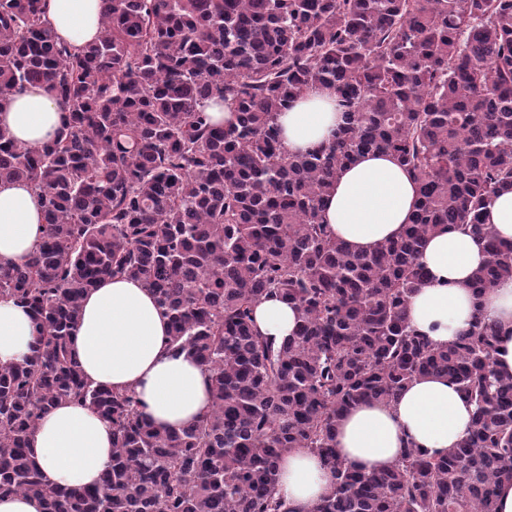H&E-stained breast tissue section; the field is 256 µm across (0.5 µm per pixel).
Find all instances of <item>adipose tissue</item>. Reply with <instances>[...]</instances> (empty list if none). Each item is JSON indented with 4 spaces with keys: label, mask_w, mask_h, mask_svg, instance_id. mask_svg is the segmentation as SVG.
<instances>
[{
    "label": "adipose tissue",
    "mask_w": 512,
    "mask_h": 512,
    "mask_svg": "<svg viewBox=\"0 0 512 512\" xmlns=\"http://www.w3.org/2000/svg\"><path fill=\"white\" fill-rule=\"evenodd\" d=\"M43 20L73 50L96 40L101 0H44ZM66 104L41 84H29L0 103V127L16 142L40 149L52 144ZM341 121L332 88L316 84L278 116L288 152L315 149L332 137ZM417 203V183L392 156L370 153L345 166L325 198L322 218L334 237L356 251L372 250L396 238ZM43 230L41 194L24 181H0V266L25 261ZM487 260L481 242L458 230L429 236L421 256L429 276L412 295V326L439 345L471 326L474 315L495 325V369L512 376V278L501 280L481 298L469 283ZM297 312L271 297L255 309L260 331L282 342L292 336ZM169 324L152 293L129 277H105L84 296L71 351L85 377L96 385L133 391L147 422L179 429L211 407L204 366L168 344ZM34 324L25 307L0 300V363L30 354ZM473 407L448 379L413 381L392 403L351 408L338 425L336 451L353 468L372 472L392 467L408 445L440 456L471 427ZM32 457L46 478L61 487L98 484L112 459V429L92 410L72 402L55 405L31 438ZM332 474L317 454L296 449L280 463L277 493L293 512H312L328 492Z\"/></svg>",
    "instance_id": "ef3b65f1"
}]
</instances>
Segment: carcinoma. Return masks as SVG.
Wrapping results in <instances>:
<instances>
[{"instance_id":"1","label":"carcinoma","mask_w":512,"mask_h":512,"mask_svg":"<svg viewBox=\"0 0 512 512\" xmlns=\"http://www.w3.org/2000/svg\"><path fill=\"white\" fill-rule=\"evenodd\" d=\"M43 84L68 105L58 139L17 144L0 127V181L43 199L35 251L0 267V299L33 315L35 344L0 364V497L44 512H292L281 457L317 453L333 476L312 512H499L512 482V377L495 368L497 330L437 346L409 322L427 279L426 238L448 228L488 255L482 296L512 278V244L484 210L512 187V0H102V30L75 52L42 0H0V101ZM336 91L342 123L290 154L277 115L309 87ZM208 102L231 104L229 127ZM387 153L419 198L400 236L350 250L321 218L341 168ZM129 276L170 321L169 344L204 365L211 409L179 431L150 427L134 392L89 382L71 352L85 292ZM296 306L282 344L258 303ZM438 375L473 405L470 430L431 456L408 447L366 474L336 453L344 413L392 402ZM63 401L112 427L93 489L50 483L31 460L42 415ZM0 512H42V505L34 498L10 496L0 500Z\"/></svg>"}]
</instances>
